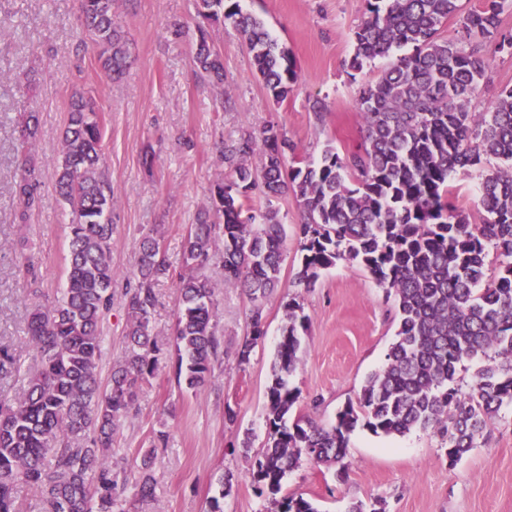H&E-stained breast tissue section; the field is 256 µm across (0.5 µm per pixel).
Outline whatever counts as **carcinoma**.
<instances>
[{
  "label": "carcinoma",
  "mask_w": 512,
  "mask_h": 512,
  "mask_svg": "<svg viewBox=\"0 0 512 512\" xmlns=\"http://www.w3.org/2000/svg\"><path fill=\"white\" fill-rule=\"evenodd\" d=\"M79 26L96 45L100 69L120 76L126 67L124 33L114 0H78ZM505 0H485L462 21L465 40L489 41L512 55V32L500 29ZM460 11L459 0H366L354 31L348 68L403 49L374 81L361 85L357 110L364 125L362 151L342 157L327 143L316 161L287 166L296 145L274 126L248 133L220 151L225 179L187 230L180 269L168 263L149 232L126 277L121 303L127 315V351L101 387L100 325L112 310V185L103 170V119L93 91L68 104L62 148L54 170L56 193L71 213L64 288L27 316L39 365L19 397L0 388V512H18L19 486L38 491L43 512H113L118 496L112 443L120 422L135 409L153 377L163 347L152 334L155 287L171 279L178 292L174 342L178 386L197 392L209 382L219 340L212 323L217 285L202 270L218 259L224 283L243 290L251 309L250 334L239 363L265 336V307L281 282L288 228L278 210L250 205L261 186L266 198L288 194L304 205L294 235L301 252L296 277L306 288L339 261L369 273L394 296L398 325L384 365L371 374L356 402L326 428L291 417L299 392L287 377L299 361L308 317L292 298L267 389L268 439L252 469L257 489L277 512H318L301 496L277 498L286 473L304 459L349 468L348 435L361 425L374 434L431 431L459 461L477 447L487 420L512 405V88L486 112H472L489 67L475 49L438 38ZM198 13L227 21L241 35L251 66L274 101L288 99L298 80L287 48L239 0H199ZM193 63L222 80L224 66L200 33ZM39 135L37 114L20 122L22 143ZM260 156V167L250 162ZM493 157L479 188L482 222L448 201V178ZM42 179L31 158L21 162L15 196L26 216L39 202ZM497 274L486 279L489 254ZM481 361L464 390L455 376ZM13 353L0 347V380L19 372ZM151 458L135 478L140 499L153 495Z\"/></svg>",
  "instance_id": "obj_1"
}]
</instances>
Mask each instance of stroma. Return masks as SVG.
<instances>
[{
    "mask_svg": "<svg viewBox=\"0 0 512 512\" xmlns=\"http://www.w3.org/2000/svg\"><path fill=\"white\" fill-rule=\"evenodd\" d=\"M240 4L292 53L298 80L285 102L267 95L237 31L199 16L197 0H116L115 18L132 53L118 81L105 76L91 39L79 35L77 0H0V344L21 364L20 376L6 383L10 393L20 392L36 368L25 333L31 298L19 268L32 260L46 294L63 284L70 218L51 176L75 91L93 89L104 117V165L114 196L112 266L121 276L133 268L139 243L151 229L168 262L180 267L187 226L226 175L217 153L221 144L272 124L296 144L299 162L318 159L330 141L341 155L359 152L358 91L387 65L378 59L357 76L349 74L364 0ZM202 35L223 60V83L192 64ZM481 51L490 67L470 102L474 112L488 111L501 90L512 87V56L494 52L487 42ZM33 109L40 135L28 153L44 187L23 223L13 192L20 146L16 120ZM148 149L155 154L150 169L142 165ZM485 172L481 165L448 180L449 201L474 224L482 218L478 198ZM300 261L298 242L289 238L281 285L265 308L267 333L244 364L237 351L248 331L250 303L240 289L225 285L221 265L206 269L217 285L214 322L221 350L209 385L197 393L179 388L174 377L177 290L168 280L156 286L152 326L165 354L112 444L113 460L131 470L154 455V496L140 502L134 485H127L120 512H209L222 477L231 483L229 492L218 495L223 512H271V501L250 473L268 437L267 386L289 299H297L309 319L288 379L300 393L295 414L333 424L384 364L398 322L394 298L365 270L344 261L325 271L315 287L298 286ZM126 326L121 303H114L101 326V379H108L124 353ZM230 409L237 413L232 422L226 418ZM159 430L168 432L169 441L154 450L150 440ZM348 459L342 479L334 469L303 461L285 477L283 495L304 497L319 512H345L352 501L378 504L383 512H512L510 405L488 420L476 448L457 463L449 462L432 433L385 436L361 426L349 435Z\"/></svg>",
    "mask_w": 512,
    "mask_h": 512,
    "instance_id": "35a3bbf8",
    "label": "stroma"
}]
</instances>
